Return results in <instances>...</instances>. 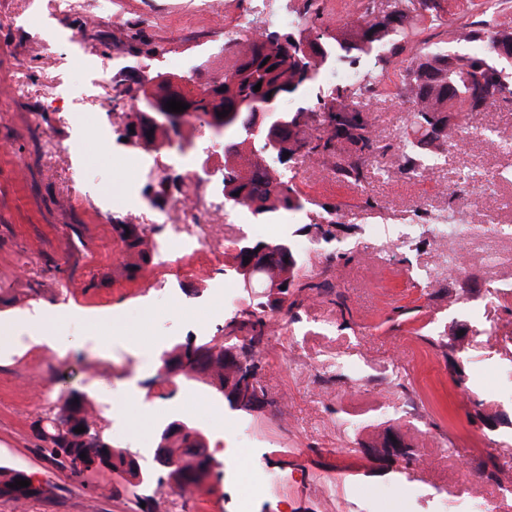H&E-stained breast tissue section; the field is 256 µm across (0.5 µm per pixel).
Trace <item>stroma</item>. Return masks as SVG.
I'll use <instances>...</instances> for the list:
<instances>
[{
    "label": "stroma",
    "instance_id": "1",
    "mask_svg": "<svg viewBox=\"0 0 512 512\" xmlns=\"http://www.w3.org/2000/svg\"><path fill=\"white\" fill-rule=\"evenodd\" d=\"M56 2L0 0V320L37 309L56 335L96 342L0 359V465L45 488L25 512H239L249 466L234 451L243 447L277 477L252 512H512V238L490 230L512 225V104L470 115L413 168L403 88L364 93L358 106L371 115L376 153L363 182H338L330 159L313 171L293 160L282 167L303 209L266 223L226 204L221 263L198 248L175 267L156 251L129 281L113 224L135 209L158 214L146 188L179 174L182 161L224 162L223 140L193 123L182 129L191 148L162 150L158 167L135 174L150 154L123 140L135 74L183 75L196 88L222 79L251 43H229L239 19L256 33H284L280 15L301 0H219L218 18L200 0H83L69 13ZM318 3L332 29L356 22L365 3L380 14L409 6ZM480 19L498 31L512 26V8L486 16L473 0H448L439 18L416 21L407 45L466 52L451 33ZM36 43L53 53V68ZM116 111L122 119L110 120ZM462 198L472 201L464 211ZM459 220L484 235L453 273L455 240L436 232ZM372 224L383 225L380 236ZM244 238L290 240L320 284L277 314L286 328L261 347L257 412L230 408L196 376L161 377L173 343L223 344L225 325L245 308L231 270ZM181 304L194 307V320L174 319ZM441 339L455 342L453 356ZM459 369L466 384L455 381ZM74 389L99 408L113 446L145 470L163 475L156 431L174 419L205 434L213 469L169 505L156 484L133 487L108 471L87 486L73 481L46 457L33 423ZM387 439L411 448V460L377 459ZM487 467L495 480L481 478Z\"/></svg>",
    "mask_w": 512,
    "mask_h": 512
}]
</instances>
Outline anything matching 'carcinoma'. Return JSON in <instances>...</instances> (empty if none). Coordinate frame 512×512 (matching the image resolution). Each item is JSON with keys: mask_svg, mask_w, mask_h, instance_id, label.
I'll use <instances>...</instances> for the list:
<instances>
[{"mask_svg": "<svg viewBox=\"0 0 512 512\" xmlns=\"http://www.w3.org/2000/svg\"><path fill=\"white\" fill-rule=\"evenodd\" d=\"M299 22L295 33L265 31L253 42L248 50L236 59L225 71L220 88L213 93L220 97L212 103L206 88H200L195 95L193 110L182 112L181 124L194 119L200 126L224 129V140L231 143L232 152L224 153V199L251 210L252 214L264 221H273L284 212L298 211L304 207L294 183L283 177L281 172L260 162L243 171L240 160L244 154L264 155L262 145L247 136L253 125L256 112L254 103L272 97L276 105L286 98L298 100V105L280 113L282 122L267 119L265 132L278 138V161L282 164L296 157L333 158L341 152L347 156L336 163V174L346 182L358 184L364 178L363 163L374 151L372 123L362 112L355 97L363 94V88L348 85L337 86L323 95L316 96V105L309 106V91L319 79L323 70L330 66L354 68L360 59L372 53L378 54L377 62L388 66L404 51L408 30L413 27L414 17L403 11L391 15L360 17L354 24L334 31L318 23V14L312 0H304L298 10ZM456 40L476 43L482 49L464 54H451L445 49L420 48L407 59L404 80L408 91V121L412 139L408 140L409 151L418 148L436 152L448 140V114L464 117L478 104L493 106L497 103H512V63L498 56L499 44L512 46V28H503L488 36L487 24L480 21L470 25ZM307 44L310 51L298 46ZM259 91H254L256 84ZM172 79L162 78L152 91L156 108L168 111L166 103L176 97L171 91ZM247 106L236 109L237 104ZM222 110L226 116H218ZM320 117L330 134L314 136L308 132L312 116ZM125 138L135 146H144L156 151L171 141L168 129L153 126L146 134L137 138L125 130ZM116 241L124 257L121 273L128 279L137 278L151 262L152 256L146 246L143 228L139 224L123 221L112 225ZM263 245L273 251L288 250L289 261L272 270L261 269L256 282L262 283L269 277H277L286 286L284 297L269 301L267 298L248 299L242 310V319L226 325L229 337L238 331L250 336V367L257 368V354L267 335L266 315L290 311L306 292L318 289L321 284L314 282L309 266L303 264L290 244L282 240L265 241ZM205 353L215 349L208 342H193L188 338L174 343L164 353L163 366L169 372H197L204 374L207 384L215 393L224 394L229 376L224 372L222 355H217L205 369L197 363H183L182 357L190 346ZM48 434L42 442L51 459L67 468L69 477L86 482L90 475L84 470L67 466V458L60 455L65 448H75L88 458L104 463L105 469L116 472L131 486H138L139 476L146 471L125 468L129 452L112 446L107 438L94 439L83 445L78 442L81 434L75 432L79 426L91 430L97 426L89 398L78 391L59 399V403L45 416ZM203 434L192 424L182 425L172 420L158 432V442L165 443L169 454L175 457V465L166 470V477L174 481L182 491L200 485L212 468L213 458L202 451ZM23 477V471L0 466V498L17 503L31 500L22 487L11 488L9 484Z\"/></svg>", "mask_w": 512, "mask_h": 512, "instance_id": "obj_1", "label": "carcinoma"}]
</instances>
